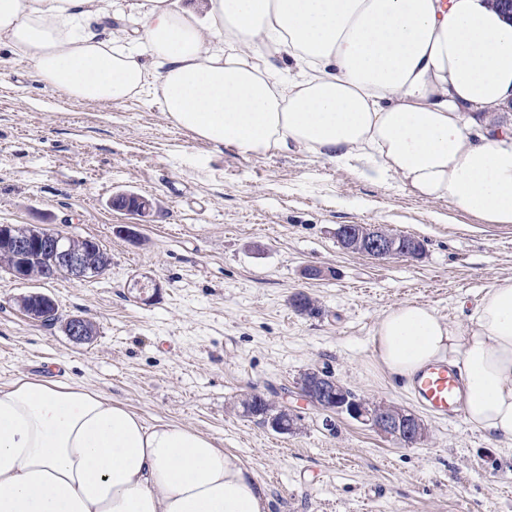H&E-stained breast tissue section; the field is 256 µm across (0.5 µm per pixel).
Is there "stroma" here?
<instances>
[{
	"mask_svg": "<svg viewBox=\"0 0 512 512\" xmlns=\"http://www.w3.org/2000/svg\"><path fill=\"white\" fill-rule=\"evenodd\" d=\"M0 49V224L93 238L109 270L78 281H17L0 271V381L46 377L209 434L263 483L270 512H512V442L423 411L379 372L371 336L398 303L460 325L495 279L512 277V225L482 224L396 176L364 179L293 148L245 156L173 126L142 93L122 102L61 97ZM133 192L141 218L111 206ZM344 224L419 240L415 259L347 251ZM322 278L307 280V266ZM160 284L137 300V279ZM51 296L60 320L19 302ZM302 292L317 314L289 304ZM96 327L77 344L61 320ZM326 370L356 396L413 410L424 442L402 447L299 400L296 381ZM258 392L295 418L279 434L243 416ZM21 307L30 319L41 322L50 316L47 307L52 306L56 311V304L53 299L44 293H31L20 300Z\"/></svg>",
	"mask_w": 512,
	"mask_h": 512,
	"instance_id": "1",
	"label": "stroma"
}]
</instances>
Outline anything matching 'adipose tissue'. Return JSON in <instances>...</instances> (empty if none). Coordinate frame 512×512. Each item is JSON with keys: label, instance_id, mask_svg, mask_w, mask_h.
<instances>
[{"label": "adipose tissue", "instance_id": "ef3b65f1", "mask_svg": "<svg viewBox=\"0 0 512 512\" xmlns=\"http://www.w3.org/2000/svg\"><path fill=\"white\" fill-rule=\"evenodd\" d=\"M0 45L68 97L149 90L214 145L295 147L512 224V127L488 120L512 100V20L488 0H0ZM371 343L387 376L458 367L466 421L512 441V277L467 325L403 302ZM0 512H269V498L193 427L20 377L0 383Z\"/></svg>", "mask_w": 512, "mask_h": 512}]
</instances>
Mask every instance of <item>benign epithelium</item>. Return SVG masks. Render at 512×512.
I'll return each instance as SVG.
<instances>
[{
	"mask_svg": "<svg viewBox=\"0 0 512 512\" xmlns=\"http://www.w3.org/2000/svg\"><path fill=\"white\" fill-rule=\"evenodd\" d=\"M348 250H358L368 256L385 259L388 257L416 258L417 247H395L393 240L381 228L372 225L347 224L340 228ZM0 246L11 251L17 262L14 278L24 279L28 261L44 256L56 259L49 271V277L58 274V267L65 268L66 274L76 280L86 279L91 264L84 252L71 248L67 238L56 232L41 230L26 238L14 237L9 225H0ZM21 307L30 319L41 322L49 316L47 307L55 306L53 299L44 293H31L20 300ZM67 336L75 342L90 340V321L79 314L69 316L63 323ZM297 394L307 403H322L326 412L348 418L370 427L377 433L404 446L422 443L427 437L424 421L411 410L393 404H372L353 393L347 392L333 375L323 370L310 372V377L297 382Z\"/></svg>",
	"mask_w": 512,
	"mask_h": 512,
	"instance_id": "obj_1",
	"label": "benign epithelium"
}]
</instances>
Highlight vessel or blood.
Here are the masks:
<instances>
[{
    "label": "vessel or blood",
    "mask_w": 512,
    "mask_h": 512,
    "mask_svg": "<svg viewBox=\"0 0 512 512\" xmlns=\"http://www.w3.org/2000/svg\"><path fill=\"white\" fill-rule=\"evenodd\" d=\"M400 385L438 418L448 420L457 416L462 384L455 367L436 363L401 380Z\"/></svg>",
    "instance_id": "obj_1"
}]
</instances>
